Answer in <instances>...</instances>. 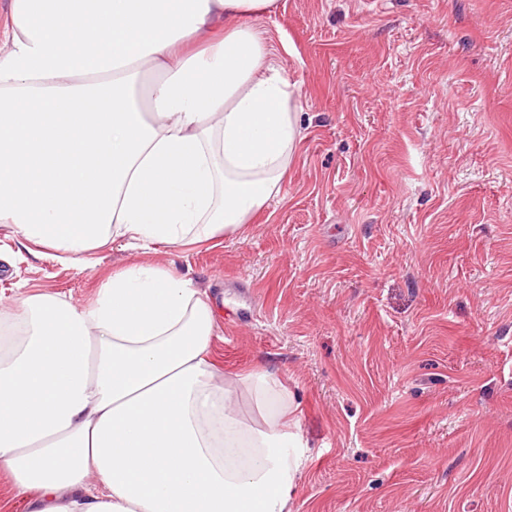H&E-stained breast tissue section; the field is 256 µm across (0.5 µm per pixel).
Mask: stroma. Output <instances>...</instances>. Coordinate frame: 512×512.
<instances>
[{
  "label": "stroma",
  "instance_id": "1",
  "mask_svg": "<svg viewBox=\"0 0 512 512\" xmlns=\"http://www.w3.org/2000/svg\"><path fill=\"white\" fill-rule=\"evenodd\" d=\"M252 25L300 87L283 197L79 265L0 226V297L85 304L131 263L240 297L212 352L296 394L291 512H512V0H278Z\"/></svg>",
  "mask_w": 512,
  "mask_h": 512
}]
</instances>
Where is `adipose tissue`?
Wrapping results in <instances>:
<instances>
[{"label": "adipose tissue", "mask_w": 512, "mask_h": 512, "mask_svg": "<svg viewBox=\"0 0 512 512\" xmlns=\"http://www.w3.org/2000/svg\"><path fill=\"white\" fill-rule=\"evenodd\" d=\"M276 5L8 0L0 224L65 265L111 239L239 233L300 141L299 89L251 25ZM217 329L208 292L141 263L88 305L1 311L0 472L28 512H291L300 406L271 373L224 375Z\"/></svg>", "instance_id": "1"}]
</instances>
